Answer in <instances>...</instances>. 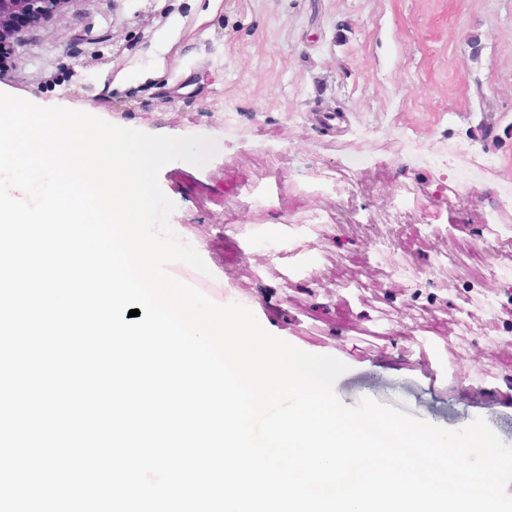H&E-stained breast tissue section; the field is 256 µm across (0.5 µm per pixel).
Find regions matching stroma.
Listing matches in <instances>:
<instances>
[{
	"label": "stroma",
	"mask_w": 512,
	"mask_h": 512,
	"mask_svg": "<svg viewBox=\"0 0 512 512\" xmlns=\"http://www.w3.org/2000/svg\"><path fill=\"white\" fill-rule=\"evenodd\" d=\"M0 92L153 135H202L203 167L174 161L159 184L170 223L223 291L273 335L347 366L335 390L458 429L483 417L512 444V267L474 236L512 188V0H71L26 31ZM454 151L457 164L434 162ZM298 166L341 162L360 206L308 193ZM262 206L237 197L240 172ZM460 198H435L437 184ZM408 215L386 232L374 217ZM323 208L325 235L288 242L295 209ZM456 260L432 267L441 250ZM426 273L422 309L392 265ZM481 318L461 333L467 312Z\"/></svg>",
	"instance_id": "stroma-1"
}]
</instances>
